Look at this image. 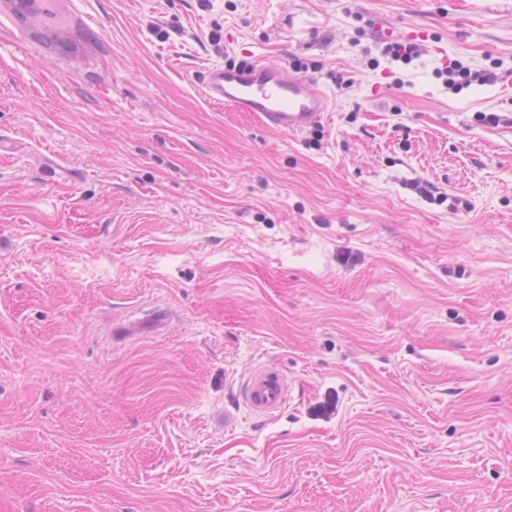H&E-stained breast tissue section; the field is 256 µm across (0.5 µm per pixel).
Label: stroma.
I'll return each mask as SVG.
<instances>
[{
	"label": "stroma",
	"mask_w": 512,
	"mask_h": 512,
	"mask_svg": "<svg viewBox=\"0 0 512 512\" xmlns=\"http://www.w3.org/2000/svg\"><path fill=\"white\" fill-rule=\"evenodd\" d=\"M51 10L0 0V512H512V76L444 77L512 73V0ZM249 51L306 63L319 126L205 99ZM446 85L448 89L457 91L463 86L471 85L473 82L482 84L496 83L499 79L503 78L500 73L491 70H472L469 66L464 65L462 62L457 61L452 66L448 67L446 71ZM168 323L169 317L165 312L151 311L139 318L132 319L129 317L119 328V332L125 336H136L138 335L140 328L145 324H151L158 329H163L168 325ZM291 385L288 377L270 365L251 368L238 384V398L250 413L258 417H273L288 402Z\"/></svg>",
	"instance_id": "1"
}]
</instances>
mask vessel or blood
<instances>
[{"label": "vessel or blood", "mask_w": 512, "mask_h": 512, "mask_svg": "<svg viewBox=\"0 0 512 512\" xmlns=\"http://www.w3.org/2000/svg\"><path fill=\"white\" fill-rule=\"evenodd\" d=\"M203 92L209 102L250 112L267 129L298 134L322 122L328 100L318 81L288 66L251 56L236 65L209 67L202 76ZM166 313L152 311L127 319L121 334L138 335L142 326L165 328ZM291 386L286 374L269 366L251 368L238 384V398L250 413L271 417L288 402Z\"/></svg>", "instance_id": "vessel-or-blood-1"}]
</instances>
